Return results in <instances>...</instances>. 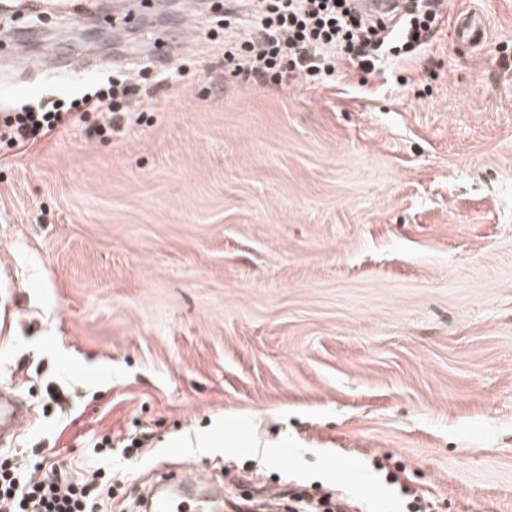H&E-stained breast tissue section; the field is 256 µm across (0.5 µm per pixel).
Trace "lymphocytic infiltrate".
Returning a JSON list of instances; mask_svg holds the SVG:
<instances>
[{
  "instance_id": "lymphocytic-infiltrate-1",
  "label": "lymphocytic infiltrate",
  "mask_w": 512,
  "mask_h": 512,
  "mask_svg": "<svg viewBox=\"0 0 512 512\" xmlns=\"http://www.w3.org/2000/svg\"><path fill=\"white\" fill-rule=\"evenodd\" d=\"M255 19L256 35L246 41V55L227 56L237 73L258 80L282 69L295 79L322 82L334 75L342 60L371 70L387 53L409 59L432 37L439 13L435 0H429L425 8L412 11L395 36L385 22L364 16L355 0H260ZM118 95L111 86L66 108L22 106L0 120V139L36 138L66 125L74 111L87 106L115 112ZM107 475L100 467L77 479L61 466L42 475L0 460V512H100L109 492Z\"/></svg>"
}]
</instances>
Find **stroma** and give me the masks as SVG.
I'll use <instances>...</instances> for the list:
<instances>
[{
  "label": "stroma",
  "instance_id": "1",
  "mask_svg": "<svg viewBox=\"0 0 512 512\" xmlns=\"http://www.w3.org/2000/svg\"><path fill=\"white\" fill-rule=\"evenodd\" d=\"M132 2L0 0V105L125 78L140 112L0 144L16 461L83 475L108 437L106 512L163 470L512 512V0H446L413 63L320 84L233 75L250 0ZM475 9L477 47L453 32Z\"/></svg>",
  "mask_w": 512,
  "mask_h": 512
}]
</instances>
